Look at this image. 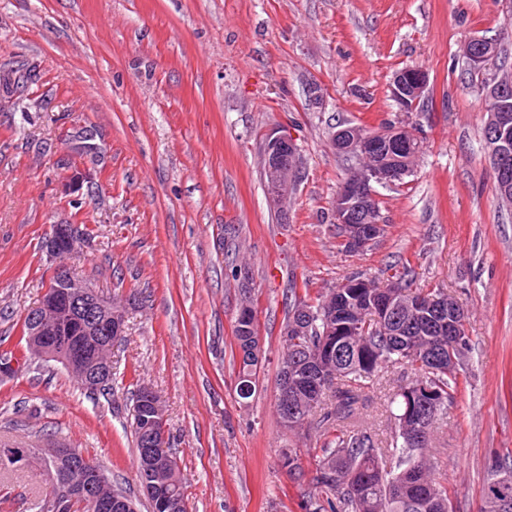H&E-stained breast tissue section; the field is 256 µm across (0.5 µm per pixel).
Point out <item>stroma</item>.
I'll return each mask as SVG.
<instances>
[{
	"label": "stroma",
	"instance_id": "35a3bbf8",
	"mask_svg": "<svg viewBox=\"0 0 512 512\" xmlns=\"http://www.w3.org/2000/svg\"><path fill=\"white\" fill-rule=\"evenodd\" d=\"M511 10L506 0H0V73L15 79L0 98V347L17 349L49 282L53 225L91 231L63 260L72 275L136 298L109 393H86L40 359L0 378V445L59 438L148 512L129 415L142 383L166 407L189 512H303L306 484L278 465L279 449L316 445L275 408L290 283L317 292L359 273L383 287L407 265L415 287L443 289L468 314L457 401L432 446L455 512H479L496 453L512 448V207L497 197L485 101L462 48L504 32ZM406 66L429 78L409 114L389 96ZM387 120L422 149L407 184L377 189L383 235L348 252L332 201L350 163L330 133ZM272 128L302 157L281 221L261 175ZM246 301L266 360L242 404L231 345ZM412 375L388 370L368 395L361 419L379 442L390 435L385 395ZM49 489L31 460L0 479V512H29Z\"/></svg>",
	"mask_w": 512,
	"mask_h": 512
}]
</instances>
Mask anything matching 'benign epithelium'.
Returning <instances> with one entry per match:
<instances>
[{
    "instance_id": "7a95c632",
    "label": "benign epithelium",
    "mask_w": 512,
    "mask_h": 512,
    "mask_svg": "<svg viewBox=\"0 0 512 512\" xmlns=\"http://www.w3.org/2000/svg\"><path fill=\"white\" fill-rule=\"evenodd\" d=\"M496 54V46L487 42L470 51L472 65L480 71L488 69ZM428 86V75L419 68L398 70L390 83V97L401 112H413L423 100ZM488 158L497 176V184L505 188L512 178V125L498 115L488 123ZM333 145L354 151L361 157L373 155L379 158L371 169L346 181L336 195L332 208L338 222L345 225L348 234L344 243L353 250H361L384 231V225L370 217L372 201L376 199L375 186L394 184L402 179L404 170L385 160L390 148L398 145L401 150L413 147L415 138L401 127L386 125L378 130L364 132L356 126L344 127L332 132ZM295 139L279 129L264 134L261 147V163L271 182L278 186V193L270 198L273 207L279 209L290 194L291 179L285 173L292 171L289 155L295 153ZM82 243L81 237L71 224H55L45 239L44 249L49 257L71 253ZM387 287L384 314L410 309L413 294L398 288L391 281ZM24 318L27 324L29 351L37 356L56 359L69 370H76L91 389H100L112 381V359L97 354L98 343L105 337L124 333L126 303L118 299H106L89 283L77 279L63 266L54 268L53 276L40 302L28 310ZM144 394L152 400V409L146 422L149 440L144 450L148 472L156 479L161 494V505L166 512H181L182 504L165 492L164 474L172 468L167 450L168 433L166 413L162 403L154 399L150 388ZM41 455L47 460L45 470L52 478L50 502L63 506L80 501L91 507V512H112L117 505L122 512H136L129 500H117L112 494H104L111 488V480L93 459L74 448L48 446ZM32 457V450L16 446H0V465L24 468Z\"/></svg>"
}]
</instances>
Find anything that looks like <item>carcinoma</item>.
I'll use <instances>...</instances> for the list:
<instances>
[{"mask_svg": "<svg viewBox=\"0 0 512 512\" xmlns=\"http://www.w3.org/2000/svg\"><path fill=\"white\" fill-rule=\"evenodd\" d=\"M394 278L422 298L419 318L432 321L429 327L406 332L400 339L383 330L368 311V305L390 292L388 288L338 285L314 298L307 287L288 289L278 364L293 362L299 375L319 373L325 380L316 399L303 396V409L288 431L305 432L322 401H329L320 420L325 439L319 448L311 488L306 491L305 512H454L448 486L436 478L430 455L435 426L448 414V402L455 401L458 388L457 375L448 371V355L454 352L448 339V314L440 315L436 307L429 306L430 300L445 293L413 288V271L405 265ZM330 298L336 300L338 327L334 336L325 335L321 313ZM300 307L311 311L308 330L292 336L288 331ZM257 335V324L235 321L237 392L250 383V378L257 377L260 364L251 354ZM398 364L413 367L414 376L386 395L391 438L382 448L371 428L359 423V413L367 393L378 384L379 372ZM146 411L147 404L135 394L131 432L139 458L146 442L142 424ZM279 462L291 479L303 477L304 449H281ZM502 471L512 472L511 454L495 458L483 488L482 512H512V503L503 505L493 496L494 481ZM167 479L168 491L182 500V512H188L181 472L177 470Z\"/></svg>", "mask_w": 512, "mask_h": 512, "instance_id": "cac0c4a2", "label": "carcinoma"}]
</instances>
